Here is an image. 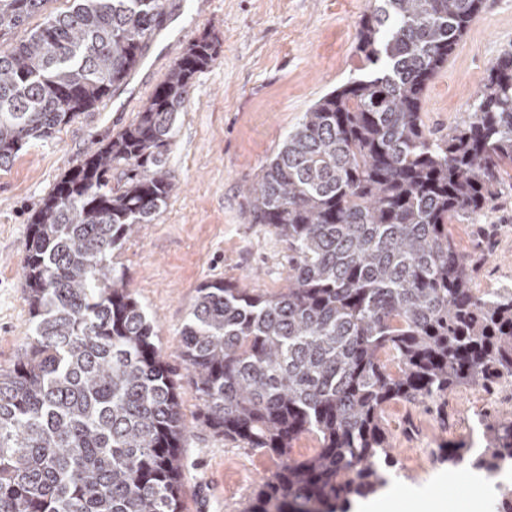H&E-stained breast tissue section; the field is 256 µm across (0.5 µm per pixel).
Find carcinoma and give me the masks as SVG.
Listing matches in <instances>:
<instances>
[{
    "instance_id": "cac0c4a2",
    "label": "carcinoma",
    "mask_w": 512,
    "mask_h": 512,
    "mask_svg": "<svg viewBox=\"0 0 512 512\" xmlns=\"http://www.w3.org/2000/svg\"><path fill=\"white\" fill-rule=\"evenodd\" d=\"M50 0H0V32ZM483 0H374L356 29L371 70L322 96L246 188L253 224L288 250L274 294L202 284L181 358L203 422L277 456L243 512H351L392 476L385 409L512 377V287L477 293L448 225L512 170V51L468 119L436 136L426 89ZM165 0H72L0 48V168L127 83ZM216 42H192L132 123L69 169L31 218L23 273L32 336L0 371V512H182L186 425L158 333L112 252L176 189L173 125ZM121 187L112 189V179ZM314 434L319 448L290 456ZM477 455L495 473L512 422Z\"/></svg>"
}]
</instances>
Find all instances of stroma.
I'll list each match as a JSON object with an SVG mask.
<instances>
[{"instance_id": "obj_1", "label": "stroma", "mask_w": 512, "mask_h": 512, "mask_svg": "<svg viewBox=\"0 0 512 512\" xmlns=\"http://www.w3.org/2000/svg\"><path fill=\"white\" fill-rule=\"evenodd\" d=\"M169 25L128 82L95 111L50 141L27 144L0 169V369L12 367L30 335L21 267L32 215L66 171L129 125L163 79L174 55L163 47L209 33L220 43L211 67L196 75L174 125L167 166L176 191L153 223L112 255L134 297L153 318L164 360L174 370L187 436L181 450L183 512H242L261 478L276 471L269 453L213 433L180 357L181 330L198 287L223 279L273 293L288 273L283 242L251 223L243 188L288 132L327 92L358 77L356 23L370 0H167ZM512 50V0H484L448 64L430 84L423 120L433 134L466 119L482 79ZM474 263L473 286L512 285V184L471 223L451 224ZM393 484L439 496L446 512H474L476 470L448 467L442 448L484 447L485 426L512 422V378L460 389L447 400L395 402L385 413Z\"/></svg>"}]
</instances>
